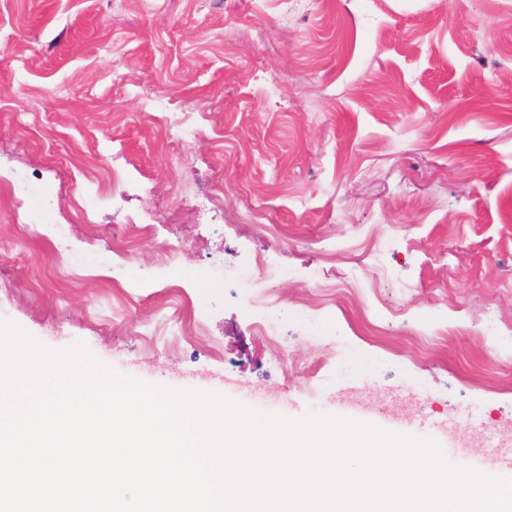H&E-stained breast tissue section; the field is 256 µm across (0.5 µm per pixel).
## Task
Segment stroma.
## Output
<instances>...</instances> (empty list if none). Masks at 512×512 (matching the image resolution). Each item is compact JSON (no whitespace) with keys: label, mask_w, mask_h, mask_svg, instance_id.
<instances>
[{"label":"stroma","mask_w":512,"mask_h":512,"mask_svg":"<svg viewBox=\"0 0 512 512\" xmlns=\"http://www.w3.org/2000/svg\"><path fill=\"white\" fill-rule=\"evenodd\" d=\"M0 163L33 188H0V319L512 476V0H0ZM45 209L61 234L28 238ZM273 280V275L267 274L264 270L260 269L257 273L250 275L248 288L253 290L252 300L257 307L271 309L276 305L277 300L273 293Z\"/></svg>","instance_id":"35a3bbf8"}]
</instances>
